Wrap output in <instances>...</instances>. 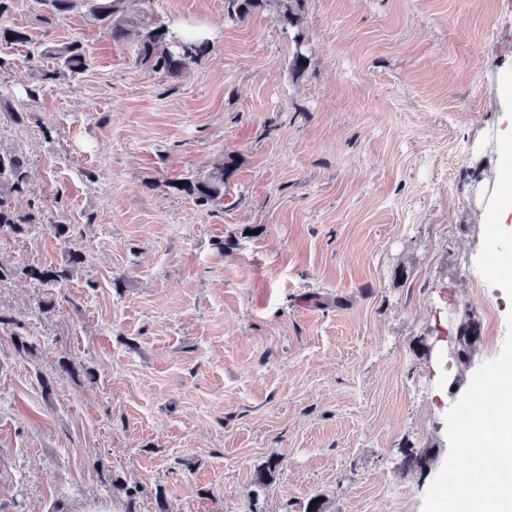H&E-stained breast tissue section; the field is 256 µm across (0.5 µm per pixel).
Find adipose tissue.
Masks as SVG:
<instances>
[{"mask_svg":"<svg viewBox=\"0 0 512 512\" xmlns=\"http://www.w3.org/2000/svg\"><path fill=\"white\" fill-rule=\"evenodd\" d=\"M499 164L493 177L479 181L477 190L487 222L499 237H512V97L498 99L493 125Z\"/></svg>","mask_w":512,"mask_h":512,"instance_id":"1","label":"adipose tissue"}]
</instances>
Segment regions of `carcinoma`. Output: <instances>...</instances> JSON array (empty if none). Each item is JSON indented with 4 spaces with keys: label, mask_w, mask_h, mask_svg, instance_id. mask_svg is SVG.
<instances>
[{
    "label": "carcinoma",
    "mask_w": 512,
    "mask_h": 512,
    "mask_svg": "<svg viewBox=\"0 0 512 512\" xmlns=\"http://www.w3.org/2000/svg\"><path fill=\"white\" fill-rule=\"evenodd\" d=\"M138 0H38L51 17H61L77 5L86 8L87 15L96 22L112 41L130 43L134 48L133 64L144 67L167 78L182 77L187 61L205 56L211 46L206 40L178 39L169 28L159 24L143 28L139 24L134 3ZM224 18L232 23H242L252 14L269 11L283 29L293 31L295 53L292 70L301 73L307 68L308 59L302 52L306 35L303 29L306 0H224ZM36 56L53 55L58 68L41 73V80L53 81L67 74H81L89 65L86 48L78 40L57 47L36 48ZM237 169V161L226 157L213 164L206 172L174 182L170 187L191 197L200 206H210L224 199L227 180ZM28 169L22 157L12 153H0V233L21 234L32 224L40 222L39 212L33 210L20 215L8 202L11 193L26 189ZM56 235L70 244L67 266L61 270L32 271L30 277L43 284H56L70 275V267L83 261L82 252L72 245L71 225H54Z\"/></svg>",
    "instance_id": "cac0c4a2"
}]
</instances>
